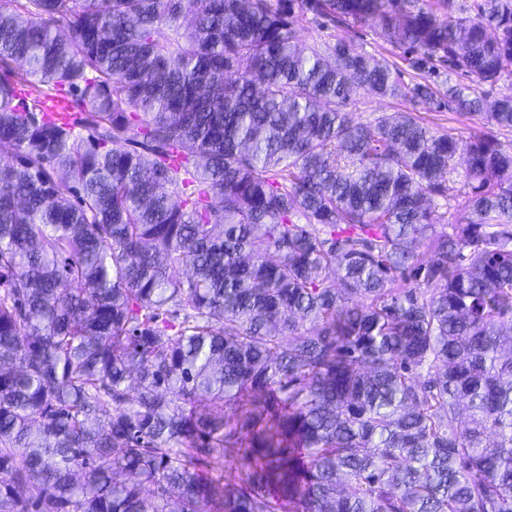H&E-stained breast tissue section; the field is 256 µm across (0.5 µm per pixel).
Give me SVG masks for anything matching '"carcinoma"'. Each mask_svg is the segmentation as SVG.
Instances as JSON below:
<instances>
[{"mask_svg":"<svg viewBox=\"0 0 512 512\" xmlns=\"http://www.w3.org/2000/svg\"><path fill=\"white\" fill-rule=\"evenodd\" d=\"M294 2L0 0V512H512V153L345 110L511 130L512 0ZM297 31L302 41L307 44L316 45L322 50L336 42V36L344 37L357 51L373 54L377 57H384L394 64L397 71L401 73V80L405 84H412L416 81L428 79L439 84L442 82L448 86L452 84H471L469 80L457 75H448L446 65L437 64V69L420 71L412 67V61L416 55L405 53V48L395 43L394 39L384 38L378 31L368 26H354L350 30H337L333 23L327 19L316 17L311 13H305L299 17ZM412 59V60H411ZM428 71V72H427ZM345 110L354 122L363 124L374 123L377 118L394 112L411 110L431 130L463 140L487 133L491 128L483 115L461 116L454 104L448 106L445 102V105L438 107L432 101L413 103L402 98H379L361 89L351 95ZM464 182L465 169L462 166H458L452 177L446 182L448 188V208L444 205L436 209L439 216V219L435 223V230L437 232L448 231L446 224H458L466 215L465 198L461 193Z\"/></svg>","mask_w":512,"mask_h":512,"instance_id":"obj_1","label":"carcinoma"}]
</instances>
